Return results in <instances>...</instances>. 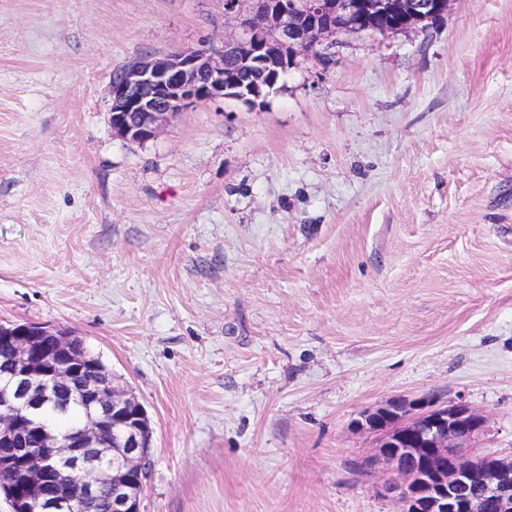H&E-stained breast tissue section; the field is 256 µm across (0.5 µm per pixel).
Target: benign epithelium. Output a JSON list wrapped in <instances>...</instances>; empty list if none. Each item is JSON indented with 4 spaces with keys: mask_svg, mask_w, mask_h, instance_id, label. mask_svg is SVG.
<instances>
[{
    "mask_svg": "<svg viewBox=\"0 0 512 512\" xmlns=\"http://www.w3.org/2000/svg\"><path fill=\"white\" fill-rule=\"evenodd\" d=\"M453 0H224L232 32L222 45L146 53L111 78L112 131L135 143L157 137L186 109L216 98L255 107L277 85L279 71L300 56L325 53L338 34L389 36L443 18ZM288 48L283 55L279 47ZM233 58L237 69L227 67ZM81 337L35 323L0 322V347L11 359L0 371V498L10 512H140L153 429L138 398L112 382L95 356L78 357ZM80 378L84 419L60 433L41 419L62 410L60 388ZM354 425L378 436L361 461L381 469L382 488L401 512H512V456L465 454L486 417L433 396L394 398ZM112 450V468L100 470Z\"/></svg>",
    "mask_w": 512,
    "mask_h": 512,
    "instance_id": "obj_1",
    "label": "benign epithelium"
}]
</instances>
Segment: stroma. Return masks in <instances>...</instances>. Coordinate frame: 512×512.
Listing matches in <instances>:
<instances>
[{
	"label": "stroma",
	"instance_id": "stroma-1",
	"mask_svg": "<svg viewBox=\"0 0 512 512\" xmlns=\"http://www.w3.org/2000/svg\"><path fill=\"white\" fill-rule=\"evenodd\" d=\"M227 30L224 0H0V320L75 330L143 404L141 512H398L363 411L434 393L512 452V0L113 134V72Z\"/></svg>",
	"mask_w": 512,
	"mask_h": 512
}]
</instances>
